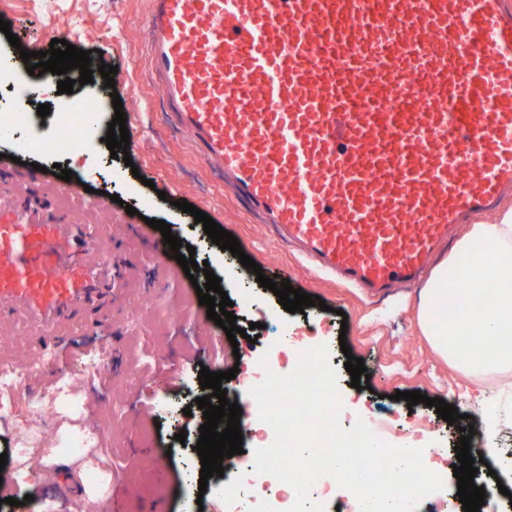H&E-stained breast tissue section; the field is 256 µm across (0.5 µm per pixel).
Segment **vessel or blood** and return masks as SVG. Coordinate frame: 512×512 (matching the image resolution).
I'll list each match as a JSON object with an SVG mask.
<instances>
[{
    "mask_svg": "<svg viewBox=\"0 0 512 512\" xmlns=\"http://www.w3.org/2000/svg\"><path fill=\"white\" fill-rule=\"evenodd\" d=\"M149 54L202 161L284 243L378 291L512 189L506 0H150ZM87 224L0 206V324L111 294Z\"/></svg>",
    "mask_w": 512,
    "mask_h": 512,
    "instance_id": "b4317fda",
    "label": "vessel or blood"
}]
</instances>
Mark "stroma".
<instances>
[{
    "label": "stroma",
    "mask_w": 512,
    "mask_h": 512,
    "mask_svg": "<svg viewBox=\"0 0 512 512\" xmlns=\"http://www.w3.org/2000/svg\"><path fill=\"white\" fill-rule=\"evenodd\" d=\"M149 0H0V18L11 25L0 32V46L8 34H16L21 47L0 57V79L13 81L15 91L1 96L26 98L29 119L17 127L21 146L10 147L0 158V204L19 202L37 193L38 205L46 215H66L73 224L102 222L99 212L63 198L67 181L59 169L72 170V182L113 195L110 211L114 218L106 240L112 263L124 283L112 299L99 301L97 309L78 314L66 329L78 337L80 348L112 352V377L122 383L129 364H136L141 381L116 392L100 389L82 394L76 407L63 408L49 391L58 369L79 364L75 352L48 347L55 363L33 371L21 382L24 397L38 401L41 412L22 417L13 427L0 426V453L7 464L0 470V483L15 484L20 458L16 440L37 448H54L55 438L83 429L113 427L125 434L124 445L112 453L110 482L84 472L83 485L103 491L110 512H144L151 503H163L167 512H184L202 507L203 512H224V482L209 478L200 488L190 473L191 450L199 438L203 412L195 401L203 397L198 375L239 368L259 378L263 364L292 368L302 348L327 345L329 363L338 371L337 386L343 410L342 426L363 419L380 439L398 444L411 440L423 447L453 450L461 433L434 409L419 403L408 406L395 400L398 391H418L440 398L468 415L475 433L472 444L494 434L498 455L487 457L496 476L512 485V467L503 466L500 455L512 449V366L482 375L471 374L461 362L445 360L421 330L428 318L419 307L421 282L401 284L378 293L355 288L341 277L317 269L292 245L283 244L260 214L232 192L223 174L207 167L198 157L190 134L181 128L163 96L159 79L149 59L145 19ZM63 39L88 51L94 68L92 83L74 86L72 93L41 91V78L29 74L21 51L48 50L51 40ZM116 67L115 87L123 103L127 128L136 130L138 142L129 159L112 158L107 147L97 151L53 159L27 149L30 136L54 127L55 108L71 98L92 99L101 125L115 115L111 98L101 96L100 64ZM51 106L46 117L36 116V103ZM186 200L235 236L244 252L262 268L261 274L290 282L293 288L314 297L318 305L301 313H290L277 296L260 286L257 274L243 267L239 258L212 244L191 214L182 212L177 201ZM135 215H128L127 207ZM165 221L183 243L193 246L196 263H208L220 278L221 287L233 303L236 325L269 322L275 340L258 336L250 342H230L215 322L200 326L196 316L207 313L200 305L197 286L205 285L203 272L187 278L174 258L141 263L149 241L160 239L151 220ZM160 285L155 305L140 304L141 286ZM251 293V307H243L241 296ZM350 354H343V347ZM361 358L370 376L369 385L356 389L344 363L347 356ZM129 407L123 418L106 422L104 414L111 397ZM151 432L150 442L140 438L142 429ZM185 441H178V433ZM153 484V494H143L144 484Z\"/></svg>",
    "instance_id": "35a3bbf8"
}]
</instances>
